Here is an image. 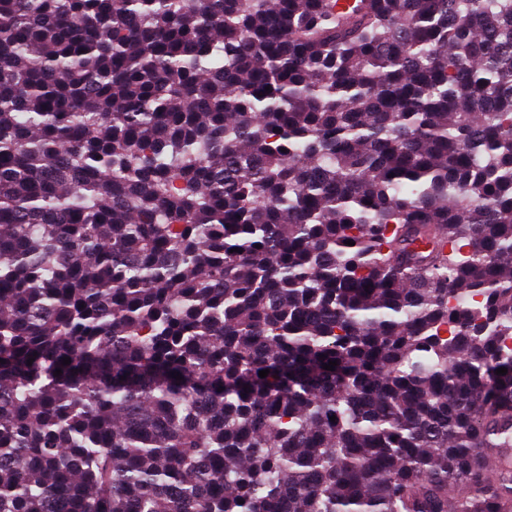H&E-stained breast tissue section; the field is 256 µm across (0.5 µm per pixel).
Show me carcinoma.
Returning a JSON list of instances; mask_svg holds the SVG:
<instances>
[{
  "instance_id": "obj_1",
  "label": "carcinoma",
  "mask_w": 512,
  "mask_h": 512,
  "mask_svg": "<svg viewBox=\"0 0 512 512\" xmlns=\"http://www.w3.org/2000/svg\"><path fill=\"white\" fill-rule=\"evenodd\" d=\"M338 4L0 0V512H512V0Z\"/></svg>"
}]
</instances>
